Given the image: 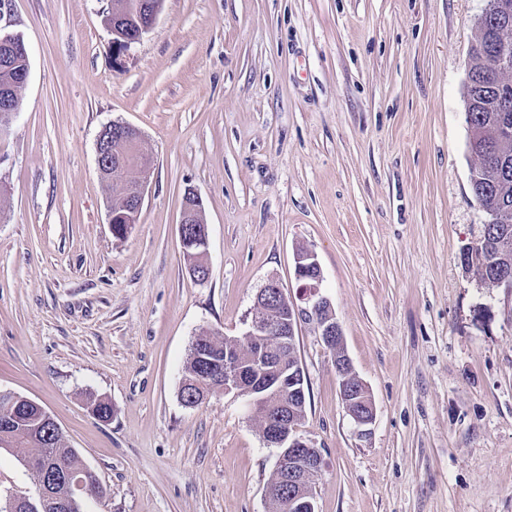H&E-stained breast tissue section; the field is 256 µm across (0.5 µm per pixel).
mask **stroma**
Wrapping results in <instances>:
<instances>
[{
	"label": "stroma",
	"mask_w": 512,
	"mask_h": 512,
	"mask_svg": "<svg viewBox=\"0 0 512 512\" xmlns=\"http://www.w3.org/2000/svg\"><path fill=\"white\" fill-rule=\"evenodd\" d=\"M30 73L0 134V388L39 403L105 489L88 512H271L277 451L246 399L196 408L182 366L239 335L312 249L376 416L359 434L314 322L298 330L316 512H512V291L462 264L485 213L464 91L487 0H164L114 62L109 0H9ZM154 175L124 238L96 141ZM210 275L186 271V188ZM108 399L111 421L89 396ZM16 449L0 489L37 492ZM111 136L109 140L105 139V136ZM125 142L127 145L132 146L138 144L142 140L141 133L133 126L123 122H112V124L106 125L99 132L96 142V160L100 174H103V169L110 166L109 156L111 155V143L113 142ZM142 142L139 143V151L145 152L142 149Z\"/></svg>",
	"instance_id": "1"
}]
</instances>
